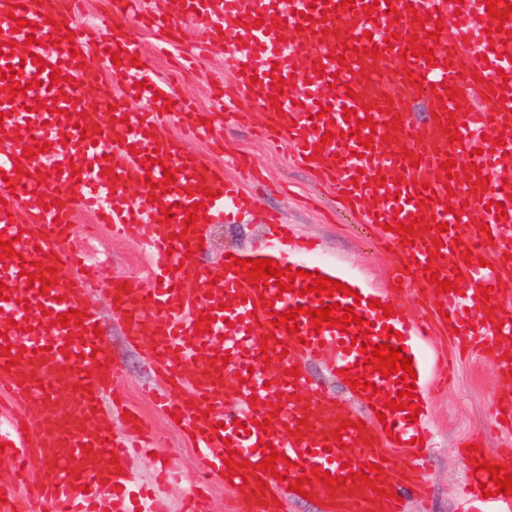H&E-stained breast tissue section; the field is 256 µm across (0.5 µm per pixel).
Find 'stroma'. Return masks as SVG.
Here are the masks:
<instances>
[{
	"instance_id": "obj_1",
	"label": "stroma",
	"mask_w": 512,
	"mask_h": 512,
	"mask_svg": "<svg viewBox=\"0 0 512 512\" xmlns=\"http://www.w3.org/2000/svg\"><path fill=\"white\" fill-rule=\"evenodd\" d=\"M231 76L224 50L216 46L197 60L192 78L178 86L179 92L193 101L196 111L212 113L218 137L214 143L190 142V149L207 157L222 154L225 174L235 175L233 158L239 155L263 175L261 183L245 185L253 202L251 213L232 223L207 225L204 261L217 270L226 251L243 252L258 245L266 236L262 214L275 212L296 233L321 243L319 261L334 265L363 287L386 292L395 255L376 230L363 223L361 211L338 200L313 169L293 159L280 137L266 133L254 106L244 102L223 108L211 99L212 88ZM75 237L88 263L104 266L114 277L150 287V259L138 242L113 236L110 228L93 223L81 210L76 213ZM86 303L95 309L109 340L110 356L121 368L114 383L116 390L158 434L156 457H131L126 468L134 481L143 484L155 482L157 458L178 468L183 482L161 487L160 492L170 512H179L181 500L191 489L189 480L198 470L197 455L187 436L145 397V388L157 383L155 370L147 352L131 343L127 324L113 309L110 297L98 291L88 296ZM423 346L431 359L423 382V412L432 435L427 468L430 493L422 501L407 499L404 512H464L460 490L469 468V440L481 438L492 461L500 458L503 449L512 448V426L502 423L496 408L499 398L512 397V380L499 377L495 348L459 353L454 339L445 334L428 337ZM300 368L307 378L321 383L336 403L350 411L363 409L352 389L322 364L305 358Z\"/></svg>"
}]
</instances>
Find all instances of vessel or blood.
Instances as JSON below:
<instances>
[{
  "label": "vessel or blood",
  "mask_w": 512,
  "mask_h": 512,
  "mask_svg": "<svg viewBox=\"0 0 512 512\" xmlns=\"http://www.w3.org/2000/svg\"><path fill=\"white\" fill-rule=\"evenodd\" d=\"M341 2L157 0L149 8L144 0H112V21L98 29L76 24L82 0H63L59 7L30 0L24 9L19 0H0V68H13L27 88L14 101L0 102V239L12 241L16 252L0 260V283L11 287L9 298L0 300V336L11 346L9 355L0 354V386L18 408L0 431V443L14 462L15 483L26 480L34 460L50 470L34 485L27 512H95L103 498L112 512H140L149 496L122 472L130 453L152 451L147 425L131 414L130 426L139 434L133 445L110 431L97 411L99 394L110 390L119 366L110 358L107 337L93 331L96 313L88 312L78 326L53 322L55 315L83 309L84 296L94 289L109 294L130 335L155 359L166 390L154 400L164 414L179 415L196 450L200 468L182 512H209L207 481L231 476L229 457L241 465L238 476H231L234 512H270L275 491L302 476L309 479L305 491L329 512H403V497L429 493L423 422L410 421L404 410L386 411L381 419L372 412H344L322 385L289 370L307 355L329 370L362 375L375 385L362 396L375 404L402 386L395 375L365 369L355 336L364 332L372 343L403 347L419 372L427 362L419 342L433 335L435 319L415 321L401 310L385 317L371 308L373 293L366 288L356 298L339 291L329 297L309 293L311 273L324 275L329 268L314 262L315 241L292 234L272 213L263 217L275 228L272 244L248 257L299 270L293 291L246 282L238 265L217 274L200 261L206 223L248 211L249 197L216 164L164 134L169 101L196 136H210L211 126L201 123L200 113L152 65L132 66V55L143 52L133 30L137 24L159 31L157 54L187 65L210 47H223L234 78L216 90L217 102L253 103L265 127L289 141L298 159H310L326 182L344 192L347 204L376 198V208L365 213L367 223L414 224L411 244L399 232L383 235L403 258L393 279L438 295L449 314L443 325L457 330L459 348L506 345L496 363L502 374L512 373V18L498 24L484 0H462L454 17L449 0H354L348 8ZM448 17L453 26L438 27ZM20 19L26 27H17ZM187 19L202 31L197 42L178 36ZM292 28L294 40L283 41ZM31 35L36 42L29 45L30 57L12 52V45H27ZM413 40L433 49V57L404 56ZM93 44L99 48L94 57L87 52ZM318 66L324 75L315 74ZM107 68L121 82V94L104 81ZM56 71L63 76L57 85L50 79ZM277 77L283 89L274 88ZM470 87L477 98L467 95ZM136 98L145 109L130 107ZM419 99L431 119L417 130L409 112ZM38 101L47 111H34ZM98 104L113 105L111 120L95 112ZM324 106L329 114H321ZM348 108L354 120H345ZM82 114L90 130L86 136L72 122ZM329 131L334 137L326 145L322 136ZM453 131L459 141H450ZM362 135L371 137V146L359 144ZM28 147L37 148V156L27 157ZM153 155L159 164L145 166ZM449 158L455 165L447 170ZM168 170L176 181L159 189ZM477 171L490 183L475 193L467 176ZM381 175L386 184H378ZM133 186L139 189L134 197L127 193ZM194 203L199 219L188 232L183 222ZM78 206L93 211L114 234L144 242L154 262L152 288L125 290L120 280L82 272L46 291L29 285L22 262L57 269L77 265L80 249L66 251L60 244L72 235ZM167 207L173 214L168 223L162 220ZM441 223L447 233H439ZM428 268L442 280L460 275L458 290L437 292L424 276ZM485 286L491 289L486 301L480 296ZM265 299L272 309L262 307ZM224 302L229 310H221ZM331 302L353 307L369 320V331L354 323L343 330L315 329L310 310ZM297 307V334L273 326L272 313ZM491 312L503 327L481 334L477 326ZM208 313L215 316L209 331L196 333L198 318ZM266 347L271 355H263ZM224 356L229 362L223 366ZM234 374L238 382L228 384ZM230 387L236 407L228 411L224 396ZM264 420L268 429H259ZM346 420L352 423L347 430ZM274 450L283 459L274 472L261 470L260 461ZM403 451L414 454L411 465H403ZM109 456L117 469L110 477L103 473ZM368 463L385 469L377 485L359 480L330 490L313 475L318 469L340 478ZM494 488L490 473L469 474L466 512H512V495Z\"/></svg>",
  "instance_id": "1"
}]
</instances>
